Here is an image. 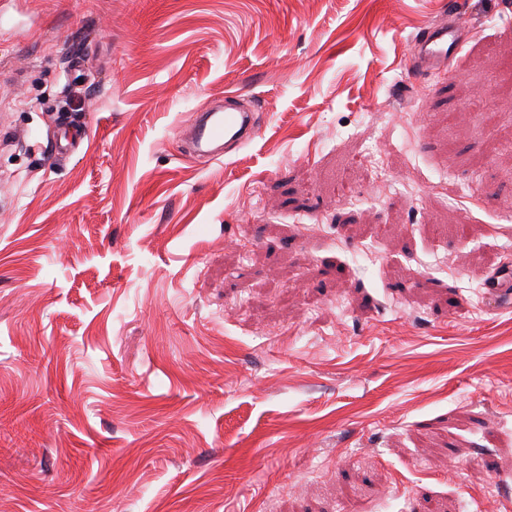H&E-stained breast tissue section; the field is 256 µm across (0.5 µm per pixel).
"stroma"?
<instances>
[{
  "label": "stroma",
  "mask_w": 512,
  "mask_h": 512,
  "mask_svg": "<svg viewBox=\"0 0 512 512\" xmlns=\"http://www.w3.org/2000/svg\"><path fill=\"white\" fill-rule=\"evenodd\" d=\"M447 12L0 0V512H512V0L413 76ZM455 14L448 12V22H429L412 39L406 63L419 77L448 71V64L465 39L461 28L450 20ZM194 128L196 144L191 149L216 158L224 156V159L261 134L257 112L253 111L250 100L241 94L226 95L224 109L200 113Z\"/></svg>",
  "instance_id": "obj_1"
}]
</instances>
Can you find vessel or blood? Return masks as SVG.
<instances>
[{
	"label": "vessel or blood",
	"mask_w": 512,
	"mask_h": 512,
	"mask_svg": "<svg viewBox=\"0 0 512 512\" xmlns=\"http://www.w3.org/2000/svg\"><path fill=\"white\" fill-rule=\"evenodd\" d=\"M463 41V32L455 22H430L413 38L406 63L421 77L445 73ZM194 126L195 152L216 158L232 155L261 134L250 100L240 94L225 96L221 110L200 113Z\"/></svg>",
	"instance_id": "vessel-or-blood-1"
}]
</instances>
